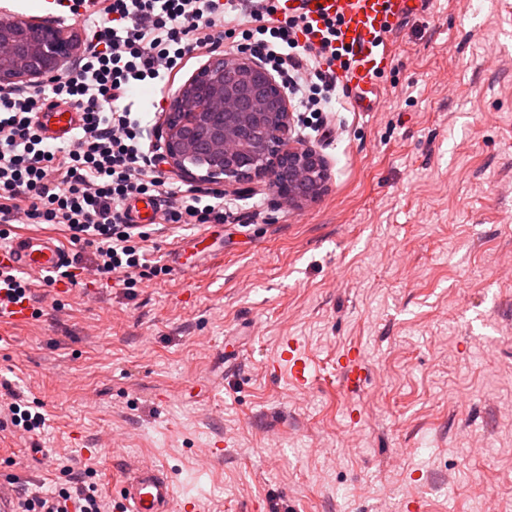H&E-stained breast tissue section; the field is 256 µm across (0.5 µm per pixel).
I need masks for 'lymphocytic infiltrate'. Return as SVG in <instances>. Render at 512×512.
Returning <instances> with one entry per match:
<instances>
[{
	"mask_svg": "<svg viewBox=\"0 0 512 512\" xmlns=\"http://www.w3.org/2000/svg\"><path fill=\"white\" fill-rule=\"evenodd\" d=\"M83 19L87 46L74 72L31 92L0 91V224H59L78 246L49 284L77 285L79 277L116 275L135 286L149 266L148 236L127 203L159 201L162 223L181 230L240 222L238 208L218 188L175 184L156 169L142 142V119L128 98L144 83L167 82L197 51L259 56L287 85L296 109L319 120L336 95L347 62L336 44L335 21L314 30L306 13L284 0H57ZM240 46H225L228 35ZM81 112L71 143L45 141L36 116L46 105ZM19 512H108L94 485L70 477L54 491L17 490Z\"/></svg>",
	"mask_w": 512,
	"mask_h": 512,
	"instance_id": "obj_1",
	"label": "lymphocytic infiltrate"
}]
</instances>
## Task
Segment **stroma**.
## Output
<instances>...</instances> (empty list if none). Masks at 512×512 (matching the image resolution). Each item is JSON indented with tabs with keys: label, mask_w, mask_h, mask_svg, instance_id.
Masks as SVG:
<instances>
[{
	"label": "stroma",
	"mask_w": 512,
	"mask_h": 512,
	"mask_svg": "<svg viewBox=\"0 0 512 512\" xmlns=\"http://www.w3.org/2000/svg\"><path fill=\"white\" fill-rule=\"evenodd\" d=\"M388 44L374 111L340 94L312 142L317 199L240 189L253 223L152 232L168 274L40 284L0 324V383L47 416L0 428V484L89 467L114 503L145 460L198 512H512V0H428ZM279 359L287 363L295 384L298 387H306L310 380L308 358L301 345L295 339L289 338L285 340ZM340 373L348 388L359 389L365 376V365L356 349H349L338 357Z\"/></svg>",
	"instance_id": "35a3bbf8"
}]
</instances>
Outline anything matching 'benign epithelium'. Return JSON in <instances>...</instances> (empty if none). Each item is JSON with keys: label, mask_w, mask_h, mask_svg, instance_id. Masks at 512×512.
<instances>
[{"label": "benign epithelium", "mask_w": 512, "mask_h": 512, "mask_svg": "<svg viewBox=\"0 0 512 512\" xmlns=\"http://www.w3.org/2000/svg\"><path fill=\"white\" fill-rule=\"evenodd\" d=\"M81 49L62 23L0 20V89L38 87L69 72ZM162 154L181 177L221 183L230 193L288 178L275 195L300 204L323 193L328 161L294 137L284 85L248 52L208 58L174 93L160 125Z\"/></svg>", "instance_id": "7a95c632"}]
</instances>
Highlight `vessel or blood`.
I'll return each mask as SVG.
<instances>
[{"mask_svg": "<svg viewBox=\"0 0 512 512\" xmlns=\"http://www.w3.org/2000/svg\"><path fill=\"white\" fill-rule=\"evenodd\" d=\"M308 7L314 19L322 14L341 17V41L353 53L348 69L342 73V82L353 105L359 111H370V96L377 86L376 72L386 67L392 57L383 37L421 12L423 0H310ZM80 118L78 112L53 108L40 113L39 122L45 137L61 142L72 138ZM158 206V200L153 197L130 203L134 223H153ZM65 258L64 248L50 235H20L12 239L8 248H0L1 262L34 278L54 270ZM280 359L287 363L295 384L307 386L310 380L308 358L295 339L285 340ZM338 364L347 387L359 388L365 376L360 352L355 349L345 351L339 356ZM121 498L127 512H172L176 490L164 469L140 461L123 483Z\"/></svg>", "mask_w": 512, "mask_h": 512, "instance_id": "1", "label": "vessel or blood"}]
</instances>
